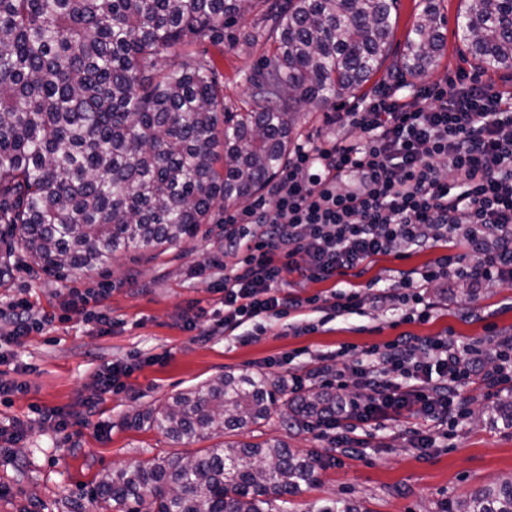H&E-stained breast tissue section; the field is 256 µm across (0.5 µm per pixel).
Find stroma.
Instances as JSON below:
<instances>
[{
  "label": "stroma",
  "instance_id": "35a3bbf8",
  "mask_svg": "<svg viewBox=\"0 0 512 512\" xmlns=\"http://www.w3.org/2000/svg\"><path fill=\"white\" fill-rule=\"evenodd\" d=\"M446 50L427 82L454 80L473 72L475 62L457 36L456 18L462 0H441ZM255 15L225 26L224 43L209 47L224 76V102L231 109L245 106L251 91L247 75L260 70L274 50L273 42L254 38ZM224 250V208L216 206L198 237L155 255L136 250L117 255L111 266L65 277L41 270L20 243L0 242V309L26 301L42 314L58 312L69 289L80 288L101 297L112 316V329L99 334L74 319L30 328L21 344L8 343L12 327L0 321V338L8 355L0 372H23L28 389L0 400V424L18 418L27 422L26 435L8 453L0 454V512H69L105 472L130 466L157 454L177 455L181 449L163 433L131 424V416L157 406L179 391L213 377L261 371L275 378L289 369L309 367L316 357L333 364L343 345L365 350L400 334L443 336L493 350L496 334H512V283L493 284L471 293L467 282L453 284L428 321L402 324V305L392 299L368 303L360 315L321 321L309 315L315 329L300 335L286 320L255 329L248 344L216 333L200 340L181 327L189 306L212 308L215 295L198 277L200 266ZM138 352L160 355V364L134 370L119 392L98 395L92 377L108 362ZM293 355L291 368L275 366V358ZM471 401L469 419L437 440L428 453L409 447L401 431L406 419L387 422L373 431L369 447L353 454L331 448L315 434L286 426L272 416L262 426L243 432L239 441L260 443L276 438L293 451L318 458L320 483L294 498L293 512H307L326 500L345 497L361 502L368 512H442L445 504L499 477L512 475V428L492 417L493 406L512 390L488 393L480 384L464 388ZM40 407L70 412L68 435L40 423Z\"/></svg>",
  "mask_w": 512,
  "mask_h": 512
}]
</instances>
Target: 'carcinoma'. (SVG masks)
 <instances>
[{
  "label": "carcinoma",
  "mask_w": 512,
  "mask_h": 512,
  "mask_svg": "<svg viewBox=\"0 0 512 512\" xmlns=\"http://www.w3.org/2000/svg\"><path fill=\"white\" fill-rule=\"evenodd\" d=\"M255 0H0V224L47 273L107 268L197 236L219 204L263 190L287 162L301 105L355 96L380 70L397 0H261L273 56L242 112L224 106L208 51ZM457 30L483 70H512V3L466 0ZM437 0L414 14L392 65L416 80L446 40ZM175 56L178 62L167 65ZM336 402L288 394L283 378L224 374L133 417L187 445L281 411L299 428ZM320 466L280 440L219 442L107 472L88 512H286ZM315 512H369L347 499ZM446 512H512V476Z\"/></svg>",
  "instance_id": "cac0c4a2"
}]
</instances>
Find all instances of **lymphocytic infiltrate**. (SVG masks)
I'll list each match as a JSON object with an SVG mask.
<instances>
[{
    "mask_svg": "<svg viewBox=\"0 0 512 512\" xmlns=\"http://www.w3.org/2000/svg\"><path fill=\"white\" fill-rule=\"evenodd\" d=\"M330 125L356 136L299 145L268 186L267 196L224 210V253L210 266L219 327L239 343L246 323L282 319L309 309L326 318L355 314L365 301L390 298L384 288H354L330 300L289 289L283 271L326 282L361 276L379 255L435 249L430 264L403 272L401 322L428 321L432 287L462 277L471 288L512 281V91L478 78L420 87L411 97L388 92L354 112H331ZM360 189L337 192L347 173ZM341 368L319 365L291 374L301 394L312 381L345 396L314 425L332 447L355 452L359 433L401 415L457 426L470 415L462 388L512 384V336H500L484 357L454 336L400 334L384 347H341ZM358 390L346 394L348 379Z\"/></svg>",
    "mask_w": 512,
    "mask_h": 512,
    "instance_id": "1",
    "label": "lymphocytic infiltrate"
}]
</instances>
